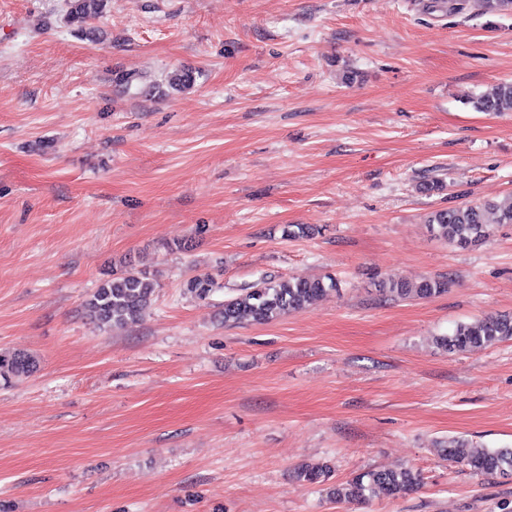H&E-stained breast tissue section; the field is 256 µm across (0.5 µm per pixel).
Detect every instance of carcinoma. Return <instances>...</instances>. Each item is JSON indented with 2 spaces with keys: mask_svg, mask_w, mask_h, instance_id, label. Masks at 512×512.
<instances>
[{
  "mask_svg": "<svg viewBox=\"0 0 512 512\" xmlns=\"http://www.w3.org/2000/svg\"><path fill=\"white\" fill-rule=\"evenodd\" d=\"M107 0H67L66 18L70 25L86 36H95L93 20L102 16ZM169 86L182 90L193 84L187 70H174L168 76ZM480 112H512V82H501L472 99ZM497 215V223L512 224V196L502 202L465 203L432 213L428 220L436 236L459 247L486 237V215ZM338 290V283L289 278L276 283L264 282L224 300V325L234 326L245 316L256 322H269L290 311L304 310L328 291ZM155 286L140 271L127 270L104 280L85 303L90 319L100 328L123 326L140 319L150 306ZM446 291L445 283L425 280L415 288L391 283L383 292L392 296L430 297ZM512 340V315H490L473 323L456 325L451 334L438 339L440 345L457 351L486 347ZM36 369L34 357L23 351L0 352V379L9 382L27 376ZM444 460L461 465L477 476L487 477L512 473V448H482L462 440H451L444 449ZM296 478L309 484H326L331 478L328 465L303 463ZM421 485L420 475L409 468L399 471L368 470L344 483L328 487L327 495L337 502L364 503L377 492L405 497Z\"/></svg>",
  "mask_w": 512,
  "mask_h": 512,
  "instance_id": "cac0c4a2",
  "label": "carcinoma"
}]
</instances>
